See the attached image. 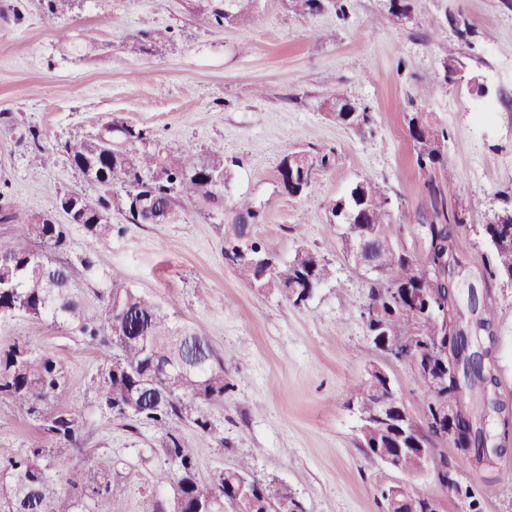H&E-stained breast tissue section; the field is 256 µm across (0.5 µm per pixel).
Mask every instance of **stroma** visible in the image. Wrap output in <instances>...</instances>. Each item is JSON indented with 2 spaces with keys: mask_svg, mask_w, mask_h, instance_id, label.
I'll return each mask as SVG.
<instances>
[{
  "mask_svg": "<svg viewBox=\"0 0 512 512\" xmlns=\"http://www.w3.org/2000/svg\"><path fill=\"white\" fill-rule=\"evenodd\" d=\"M216 2L74 0L57 17L48 0H0V207L61 223V193L97 200L100 188L62 146L95 137L113 120L189 149L195 159L223 153L232 167L222 210L183 201L171 223L135 224L117 186L110 214L120 234L92 249L83 227L69 225L59 259L72 270L81 319L97 318L116 272L229 356L224 373L233 389L203 408L211 432L180 419L170 424L193 448L200 479L243 462L260 484L291 491L304 512H384L380 491L393 484L433 500L436 512H465L434 470L405 474L371 461L360 445L353 387L372 365L386 370L412 414H421L426 386L411 359L369 338L359 312L370 282L347 255L328 207L357 181L372 180L391 200L403 244L424 255L426 177L405 117L431 113L448 131L444 191L449 215L462 219L461 282L478 276L489 254L483 227L512 206V106L500 104L512 98V0H410L407 18L391 15L387 0H342L343 9L330 5L313 15L294 10L292 0H258L242 27L212 23ZM450 14L470 23L469 40L449 25ZM135 42L142 52L128 53ZM449 59L483 76L487 98L446 79ZM339 94L368 108L369 125L337 122L329 104ZM485 101L498 106L488 119L477 113ZM35 131L54 149L44 166L32 161ZM299 150L329 157L318 190L304 199L278 181L283 158ZM241 198L260 214L252 233L266 249L289 259L304 247L331 264L334 277L304 304L251 287L225 260ZM90 249L95 265L88 269L81 259ZM489 294L499 391L512 405V280L491 281ZM16 343L63 359L62 401L82 415L78 448L55 458L53 472L87 473L98 457H112V494L92 502V512H142L146 497L165 498L176 470L162 433L105 412L91 383L101 352L77 326L0 316V350ZM493 433L503 448L493 469L458 463L446 440L438 452L480 495L484 512H512V485L494 479L512 470V433L498 425ZM36 434L34 421L0 396V447L25 452Z\"/></svg>",
  "mask_w": 512,
  "mask_h": 512,
  "instance_id": "obj_1",
  "label": "stroma"
}]
</instances>
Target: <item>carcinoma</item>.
<instances>
[{"label":"carcinoma","instance_id":"1","mask_svg":"<svg viewBox=\"0 0 512 512\" xmlns=\"http://www.w3.org/2000/svg\"><path fill=\"white\" fill-rule=\"evenodd\" d=\"M256 0H221L212 6L211 17L218 25L242 26L255 8ZM336 120L359 127L369 120L365 110L351 99L338 95ZM428 112L406 116L417 167L429 173L426 183L430 210L422 217L426 227L427 249L419 260L400 241V228L389 220V198L370 180L351 186L343 197L331 205V213H356L358 207L369 208L371 223L343 225V241L363 232H377L395 245L386 273L370 279L367 305L375 306L387 324L391 336L411 338L426 336L433 346L448 349V357L457 366V375L448 386L461 391L457 425L460 437L453 439L458 458L463 463L490 464L485 454L488 438L481 422L491 398L499 393V379L493 356L494 314L484 292L474 287L467 298H459L456 284L434 279L443 300L457 299L458 316L448 328L407 308L404 289L422 279L427 270L444 269L448 258L462 265L457 253L454 225L448 222L445 196L438 175L448 172L451 160L443 146H433L421 139L419 121L428 120ZM147 139L146 132L116 123L103 126L94 140L74 139L64 144L72 164L104 192L98 202H87L88 217L83 227L91 242L97 244L112 237L115 225L108 210L106 195L120 185L126 188L125 207L134 223H152L150 215L159 202L176 208L181 199H192L209 208L224 204V186L212 182L218 175L229 178L230 169L224 155L214 153L194 162L185 149L173 151L156 143L150 150H139L134 143ZM283 158L278 179L287 194L308 197L318 189L317 180L289 182ZM160 180L146 185L145 176L153 173ZM503 208L486 225L488 240L506 238L508 242L490 249L492 261L484 265L485 279L512 271V222L499 223ZM233 232L224 247V257L238 276L260 288L267 283L286 294L293 304L305 302L303 294L333 276V270L314 252L300 248L288 261L276 262L274 273L253 263L269 254L253 238L250 226L260 222V214L245 201L234 204ZM23 232L38 241L42 251L16 247L0 238V259L9 260L11 277L0 287V315L22 313L49 317L59 323H79V331L92 346H103V365L94 384L102 405L111 414L129 417L162 432L165 453L177 468L172 493L163 500H151L144 512H194L195 508L220 502L217 512H246L248 495L254 493L256 481L245 475V468L220 472L207 481L197 478L192 449L168 431L169 422L187 419L202 431L212 427L201 411L204 404L221 403L232 384L224 376L226 359L215 353L208 340L172 318L160 304L126 285L124 278L112 275L110 288L103 294L98 319L79 322L78 303L73 289L54 285V280L71 278L68 265L52 254L67 247V225L45 224L33 216L19 221ZM67 374L64 363L56 356L33 350L26 343H16L0 351V395L10 397L20 410L37 425L36 437L24 456L0 448V512H89V502L109 494L112 462L97 464L94 476L85 479L76 471L69 474L63 491L61 480L50 470L48 458L78 447L81 416L58 405ZM378 387L368 379L356 388L359 408L371 410ZM424 401L425 421L412 426L430 443L448 438V429L437 419L435 393L427 388Z\"/></svg>","mask_w":512,"mask_h":512}]
</instances>
